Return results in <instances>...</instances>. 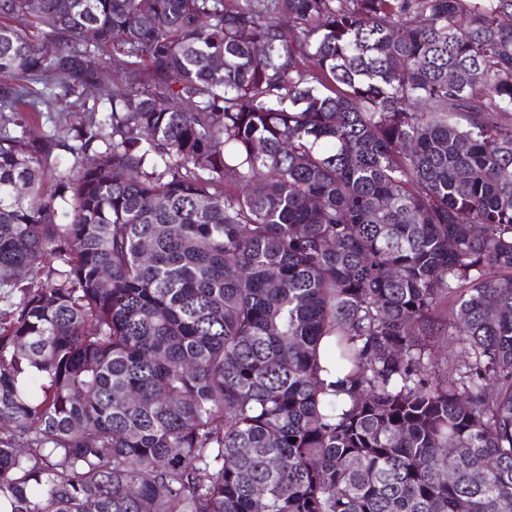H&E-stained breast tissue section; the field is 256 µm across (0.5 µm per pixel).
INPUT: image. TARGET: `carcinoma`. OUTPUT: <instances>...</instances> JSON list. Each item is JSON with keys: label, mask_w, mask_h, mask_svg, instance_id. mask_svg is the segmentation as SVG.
I'll list each match as a JSON object with an SVG mask.
<instances>
[{"label": "carcinoma", "mask_w": 512, "mask_h": 512, "mask_svg": "<svg viewBox=\"0 0 512 512\" xmlns=\"http://www.w3.org/2000/svg\"><path fill=\"white\" fill-rule=\"evenodd\" d=\"M0 300L10 512H512V0H0Z\"/></svg>", "instance_id": "1"}]
</instances>
